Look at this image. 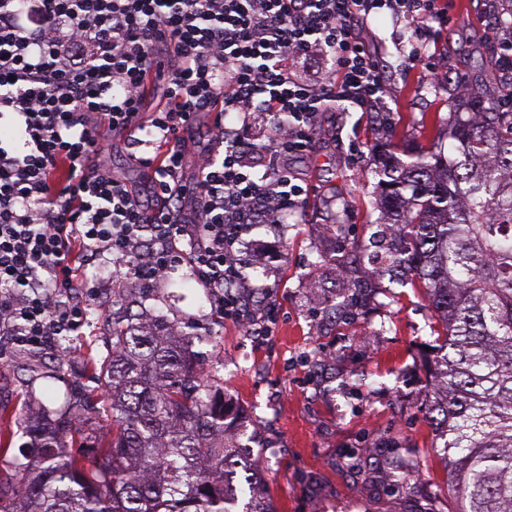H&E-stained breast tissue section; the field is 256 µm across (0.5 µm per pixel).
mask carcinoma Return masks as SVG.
Segmentation results:
<instances>
[{
    "instance_id": "carcinoma-1",
    "label": "carcinoma",
    "mask_w": 512,
    "mask_h": 512,
    "mask_svg": "<svg viewBox=\"0 0 512 512\" xmlns=\"http://www.w3.org/2000/svg\"><path fill=\"white\" fill-rule=\"evenodd\" d=\"M467 108L450 113L453 160L388 152L380 205L400 236L382 274L417 280L441 318L427 417L457 512H512V112L473 90ZM111 336L110 445L88 466L61 440L96 412L86 390L23 422L35 455L0 484V512H274L243 422L185 334L130 310Z\"/></svg>"
}]
</instances>
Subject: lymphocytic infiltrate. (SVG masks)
<instances>
[{"instance_id": "lymphocytic-infiltrate-1", "label": "lymphocytic infiltrate", "mask_w": 512, "mask_h": 512, "mask_svg": "<svg viewBox=\"0 0 512 512\" xmlns=\"http://www.w3.org/2000/svg\"><path fill=\"white\" fill-rule=\"evenodd\" d=\"M417 24L403 68L442 78L427 53L447 27L438 0H0V337L41 352L82 325L95 267L151 286L188 265L222 319L269 332L276 306L246 254H269L312 186L288 165L313 155L330 113L388 112L381 11ZM212 113L211 145L188 167L186 132ZM270 130L253 131L254 113ZM118 135L144 188L109 163ZM265 227L269 238L253 237Z\"/></svg>"}]
</instances>
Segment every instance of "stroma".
I'll return each mask as SVG.
<instances>
[{
  "instance_id": "35a3bbf8",
  "label": "stroma",
  "mask_w": 512,
  "mask_h": 512,
  "mask_svg": "<svg viewBox=\"0 0 512 512\" xmlns=\"http://www.w3.org/2000/svg\"><path fill=\"white\" fill-rule=\"evenodd\" d=\"M460 21L442 29L432 50L452 66L436 85L428 71L398 70L412 22L377 14L371 28L395 66L399 110L386 131L359 112L328 119L317 158L291 159L315 192L289 216L277 259L260 282L272 284L280 317L271 335H245L221 319L201 288L176 293L171 280L192 277L173 264L168 279L146 288L114 275L89 301L81 335L35 366L0 344V430L76 388L105 393L97 365L112 354V314L139 306L193 338L205 374L223 386L258 439L266 486L277 512H456L446 460L426 420L434 397L427 346L442 329L423 289L405 276H379L386 242L376 173L391 145L427 151L448 142L458 80L491 102L512 92L488 40L484 0H462ZM68 445L94 462L112 439L109 416L80 425Z\"/></svg>"
}]
</instances>
